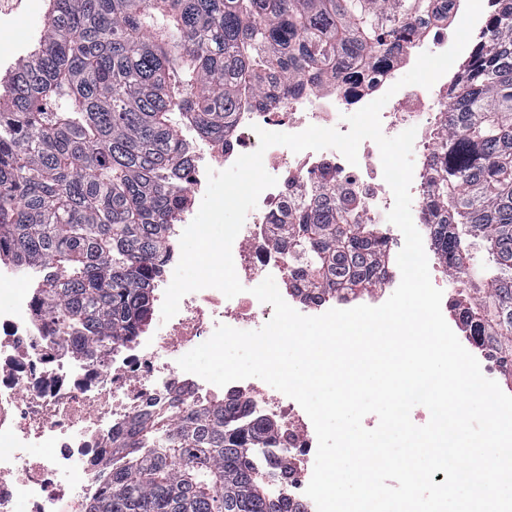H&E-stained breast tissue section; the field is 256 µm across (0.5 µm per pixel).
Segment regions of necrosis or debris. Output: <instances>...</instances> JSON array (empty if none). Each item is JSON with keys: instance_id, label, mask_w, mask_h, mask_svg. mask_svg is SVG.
Listing matches in <instances>:
<instances>
[{"instance_id": "obj_1", "label": "necrosis or debris", "mask_w": 512, "mask_h": 512, "mask_svg": "<svg viewBox=\"0 0 512 512\" xmlns=\"http://www.w3.org/2000/svg\"><path fill=\"white\" fill-rule=\"evenodd\" d=\"M465 8L466 0H450L447 11L415 23V35L402 40L385 60L366 59L292 89L279 109L263 110L250 101L241 102L223 152L202 153L189 169L188 193H205L212 163L229 167L240 155L254 152L259 146L258 129L299 133L315 125L345 132L347 115L385 94L389 100L381 111L383 134L393 137L411 127L416 130L411 212L418 231H425L431 168L445 130L448 95L461 66L453 64L429 89L401 88L397 82L421 52L440 53L451 47ZM263 163L277 183L260 195L232 247L244 293L232 298L214 288L189 293L162 331L104 348L93 360L63 349L49 336L35 316L28 292L19 293L13 309L0 315V512H14L20 501L25 502L26 512H88L98 492L97 471L104 466V450L113 431L131 416L178 393L200 405L238 391L249 394L257 409L281 426L269 455L291 462L287 478L291 512H317L305 493L317 437L303 408L250 378L218 387L183 371L177 360L208 340L218 325L238 329L249 324L257 330L268 322L271 305L261 303L251 289L269 274L284 277L289 271L284 251L271 241L270 219L296 208L322 184L332 183L337 192L354 196L363 220L378 225L392 253L400 252L404 236L387 219L394 197L383 178L374 141L361 142L354 165L333 148L295 153L282 145L267 149ZM400 279L394 266L366 289L309 292L296 287L288 289L285 300L307 316L332 308L378 306ZM31 440L43 445L44 455H23Z\"/></svg>"}]
</instances>
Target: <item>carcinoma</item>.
Instances as JSON below:
<instances>
[{
    "label": "carcinoma",
    "instance_id": "cac0c4a2",
    "mask_svg": "<svg viewBox=\"0 0 512 512\" xmlns=\"http://www.w3.org/2000/svg\"><path fill=\"white\" fill-rule=\"evenodd\" d=\"M448 0H50L30 60L0 81V262L39 269L37 317L90 360L139 336L200 145L241 95L386 56ZM428 223L463 288L456 319L512 377V0L455 83ZM309 288L365 287L385 244L329 183L272 224ZM278 423L250 399L135 415L112 434L88 512H288L258 457Z\"/></svg>",
    "mask_w": 512,
    "mask_h": 512
}]
</instances>
